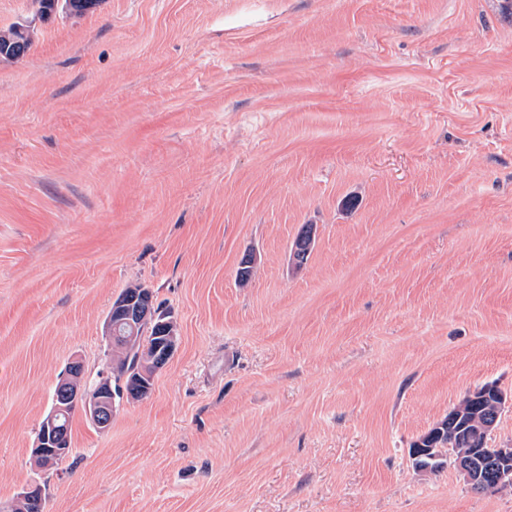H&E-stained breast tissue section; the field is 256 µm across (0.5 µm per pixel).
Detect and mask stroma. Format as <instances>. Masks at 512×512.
Listing matches in <instances>:
<instances>
[{
    "label": "stroma",
    "mask_w": 512,
    "mask_h": 512,
    "mask_svg": "<svg viewBox=\"0 0 512 512\" xmlns=\"http://www.w3.org/2000/svg\"><path fill=\"white\" fill-rule=\"evenodd\" d=\"M0 503L45 512H512L411 445L512 393V19L499 0H0ZM312 225L296 265L292 244ZM252 258L247 286L236 273ZM132 285L179 339L112 423ZM32 45V34L27 26L16 25L6 31H0V57H23ZM150 294L151 316L155 314L157 319L155 321L151 319L149 323L143 322L150 319L148 312H136V319L139 320L140 324L136 326V332L134 335L136 338L132 349L112 345L113 349L118 353L117 357L115 359L113 358L112 361V377L109 375L110 367H108V370L102 374L95 391L87 393L82 387V366L80 363L74 361L68 367L63 381L59 385L61 393L55 397L53 411L44 420V422H42L43 431L34 448V454L38 458L34 457L32 451L34 462L37 467L40 468L42 464V467L46 470L54 469L70 455L72 451L70 429L71 413L68 414L67 418L63 419V425L66 427V437L62 448H65V452L60 459H58V450L56 449L62 445L63 442L64 435L60 426V420L62 415L66 416L67 411L78 406L85 412L86 416L97 428H106L108 425V418L112 413L114 396L112 388L115 392L118 390L116 396L118 399H121L122 396V398L125 399L129 398V400H137L149 392V386H152V382L149 383V386L144 384V388H141L139 391L133 392L128 389H122L120 396L119 383L122 382V385L126 388L128 381L136 374H140L141 368H145L144 362H147L145 356H150L151 353L160 346L162 338L159 337V333L156 328L157 321L160 318H162L161 320L163 321L168 320L171 323V327L177 334L175 335L174 332L170 333V347L167 352L174 351L176 348V336H178L177 322L170 311L163 310L160 305L155 306V303L153 302V295L151 292ZM131 305V303L123 301L122 299L117 300L112 304L111 313L109 314L106 323V335L110 342L120 338L123 341V344L127 345L130 343L131 339H133L134 336H131V330L128 331L129 336H115L119 335V328L123 324L128 323L134 326L132 322V318L134 316L130 307ZM139 352L141 353L140 356L138 355ZM111 422L112 417L108 427ZM42 424L40 426L39 433L42 428ZM39 433L37 435L38 437Z\"/></svg>",
    "instance_id": "stroma-1"
}]
</instances>
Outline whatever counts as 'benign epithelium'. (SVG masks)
Listing matches in <instances>:
<instances>
[{
	"instance_id": "1",
	"label": "benign epithelium",
	"mask_w": 512,
	"mask_h": 512,
	"mask_svg": "<svg viewBox=\"0 0 512 512\" xmlns=\"http://www.w3.org/2000/svg\"><path fill=\"white\" fill-rule=\"evenodd\" d=\"M134 318L143 322L150 319V316L146 312L133 313L131 303L127 301H115L106 323L109 341L118 339L119 328L125 323H132ZM119 339L126 345L131 341L129 336ZM59 388L61 393L55 397L53 411L44 420L42 434L34 448V454L46 470L56 468L59 463L57 448L62 445L64 438L60 420L67 411L81 408L98 428L107 427L112 413V377L107 372L102 374L95 391L87 393L82 387V366L74 361L68 367ZM465 427L483 433L484 438L488 439L496 427V422L482 419L476 413L465 421ZM448 465L476 493L482 494L488 487L495 491L512 487V444L504 448H491L487 445L482 448H450ZM36 494V489L27 488L11 503H1L0 512H17L25 504L34 507Z\"/></svg>"
}]
</instances>
